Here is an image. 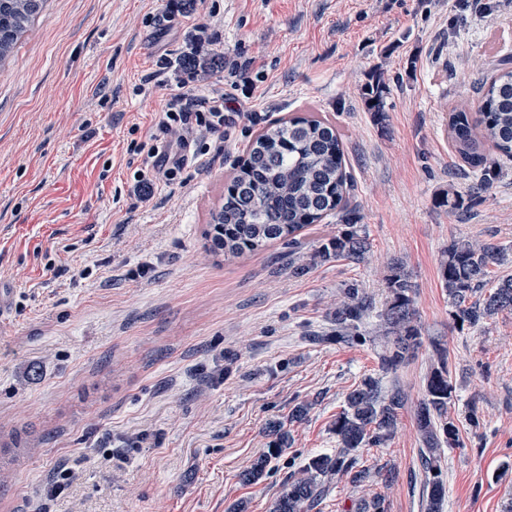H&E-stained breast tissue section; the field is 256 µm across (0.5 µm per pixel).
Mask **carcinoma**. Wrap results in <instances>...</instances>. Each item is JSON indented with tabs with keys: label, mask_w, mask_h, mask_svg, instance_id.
Listing matches in <instances>:
<instances>
[{
	"label": "carcinoma",
	"mask_w": 512,
	"mask_h": 512,
	"mask_svg": "<svg viewBox=\"0 0 512 512\" xmlns=\"http://www.w3.org/2000/svg\"><path fill=\"white\" fill-rule=\"evenodd\" d=\"M43 6L44 0H0V63L12 55ZM364 95L368 111L376 120H383L385 85L377 78L366 86ZM449 129L461 158L480 174V188L492 187L499 170L488 161L485 147L512 160V70L501 69L484 85L477 113L453 111ZM350 187L343 143L335 126L313 115L270 122L249 145L239 174L213 216L217 224L214 245L227 258L261 251L273 241L293 247L305 225L334 217L344 229L309 258L298 260L293 273L302 276L310 267L335 259L363 262L371 243L357 227V217L349 205ZM508 261V250L491 239L453 240L442 252L440 279L453 307V321H461L458 329L476 328L499 312L512 310V276L499 279L489 294H481L491 268ZM385 282L387 297L379 314L385 325L380 359L382 370L389 372L414 355L423 344V336L417 324L413 284L401 262L391 264ZM342 294L331 312L334 337L343 342L360 340L375 305L356 283L346 285ZM452 392L450 368L442 358L431 369L425 394L414 409L429 472L427 512H441L447 495L440 478V449L460 445L459 427L448 415ZM405 404L400 390L385 391L371 376L362 379L346 394L344 408L334 423L340 448L334 454L308 458L288 481L272 512H310L336 481L364 482L366 472L355 470V453L388 441ZM272 432L274 439L267 452L242 474L244 483L259 482L271 460L288 446V431L281 424H272Z\"/></svg>",
	"instance_id": "cac0c4a2"
}]
</instances>
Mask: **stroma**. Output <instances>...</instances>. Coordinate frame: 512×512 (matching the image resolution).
Listing matches in <instances>:
<instances>
[{
    "mask_svg": "<svg viewBox=\"0 0 512 512\" xmlns=\"http://www.w3.org/2000/svg\"><path fill=\"white\" fill-rule=\"evenodd\" d=\"M200 37L213 68L186 89L220 90L223 132L175 181L143 195L135 179L156 112L178 72L161 57ZM512 60V0H46L0 65V512H272L311 456L335 453L334 421L363 377L407 397L394 436L356 454L361 486L336 482L312 512H426L414 407L437 349L454 387L459 448H442V512H512V311L459 330L439 276L454 239L512 250V160L473 188L448 134L456 107ZM388 88L376 121L364 88ZM316 113L336 123L369 259L291 268L336 235L312 224L224 259L212 214L250 139L267 123ZM457 209L440 204L448 189ZM414 284L424 343L385 374L375 342L332 337L346 284L376 305L391 260ZM305 420L289 422L296 404ZM476 405L479 426L467 413ZM286 423L287 449L256 484L241 475ZM76 478L55 497L58 466Z\"/></svg>",
    "mask_w": 512,
    "mask_h": 512,
    "instance_id": "35a3bbf8",
    "label": "stroma"
}]
</instances>
